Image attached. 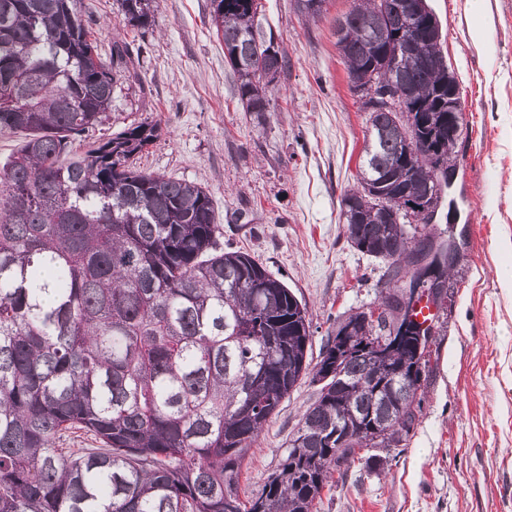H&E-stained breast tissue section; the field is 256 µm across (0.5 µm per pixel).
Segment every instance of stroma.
I'll return each mask as SVG.
<instances>
[{"instance_id": "1", "label": "stroma", "mask_w": 512, "mask_h": 512, "mask_svg": "<svg viewBox=\"0 0 512 512\" xmlns=\"http://www.w3.org/2000/svg\"><path fill=\"white\" fill-rule=\"evenodd\" d=\"M259 2L290 60L260 117L238 100L210 0H159L146 29L128 25L117 0H81L100 57L125 41L138 75L118 77L105 121L70 156L159 122L135 166L207 187L225 249L250 254L305 303L317 353L337 319L377 303L385 286V262L350 245L341 217L368 119L332 29L351 0H328L315 21L295 0ZM429 3L464 108L454 206L434 221L460 250L454 296L438 312L416 429L379 470L352 468L323 490L313 512H512V289L500 285L512 263V0ZM316 390L299 381L269 419L244 460L241 496L262 489Z\"/></svg>"}]
</instances>
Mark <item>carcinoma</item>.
<instances>
[{
	"instance_id": "obj_1",
	"label": "carcinoma",
	"mask_w": 512,
	"mask_h": 512,
	"mask_svg": "<svg viewBox=\"0 0 512 512\" xmlns=\"http://www.w3.org/2000/svg\"><path fill=\"white\" fill-rule=\"evenodd\" d=\"M78 0H0V132L23 136L0 164V512H312L333 473L365 448H397L415 430L434 326L402 306L404 284L426 296L420 262L456 252L433 217L398 211L456 166L448 130V62L432 11L402 0H353L336 18L348 78L409 90L369 113L361 188L348 191V242L388 263L379 307L405 341L382 369L363 341L385 327L356 312L352 352L336 340L311 364L306 307L249 254L226 251L210 194L198 182L138 170L158 137L142 122L68 164L74 137L102 123L125 42L104 63ZM157 0H119L127 23L155 25ZM224 58L247 112L270 111L269 83L288 65L257 20V0H211ZM416 35L429 69L400 71L396 46ZM322 380L262 490L238 493L242 459L298 381ZM90 448H68L74 436Z\"/></svg>"
}]
</instances>
